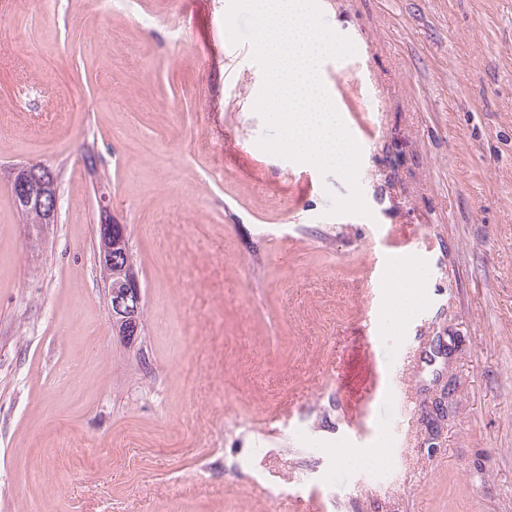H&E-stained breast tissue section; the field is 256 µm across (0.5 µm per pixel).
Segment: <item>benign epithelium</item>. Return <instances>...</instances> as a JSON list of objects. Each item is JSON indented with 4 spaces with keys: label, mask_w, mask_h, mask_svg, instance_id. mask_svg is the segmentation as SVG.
<instances>
[{
    "label": "benign epithelium",
    "mask_w": 512,
    "mask_h": 512,
    "mask_svg": "<svg viewBox=\"0 0 512 512\" xmlns=\"http://www.w3.org/2000/svg\"><path fill=\"white\" fill-rule=\"evenodd\" d=\"M27 178V183L20 186V196L27 199L29 185L40 189L39 203L46 210L45 221H52L57 213L58 192L57 177L52 168L42 161H28L22 165L13 167L8 175L13 181L17 176ZM112 197L101 193L98 200V216L101 229L102 244L106 245V251L102 252L104 285L107 292V306L110 318L113 321H126L132 325L138 323V316L142 308L141 284L135 270L127 272L121 285L112 283Z\"/></svg>",
    "instance_id": "obj_1"
}]
</instances>
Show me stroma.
Here are the masks:
<instances>
[{"mask_svg":"<svg viewBox=\"0 0 512 512\" xmlns=\"http://www.w3.org/2000/svg\"><path fill=\"white\" fill-rule=\"evenodd\" d=\"M318 5L356 48L319 75L368 218L259 148L229 0H0V512H512V0ZM87 147L137 259L129 341ZM31 160L58 176L39 227L6 181ZM407 265L426 299L389 332ZM380 443L385 465L339 458Z\"/></svg>","mask_w":512,"mask_h":512,"instance_id":"obj_1","label":"stroma"}]
</instances>
